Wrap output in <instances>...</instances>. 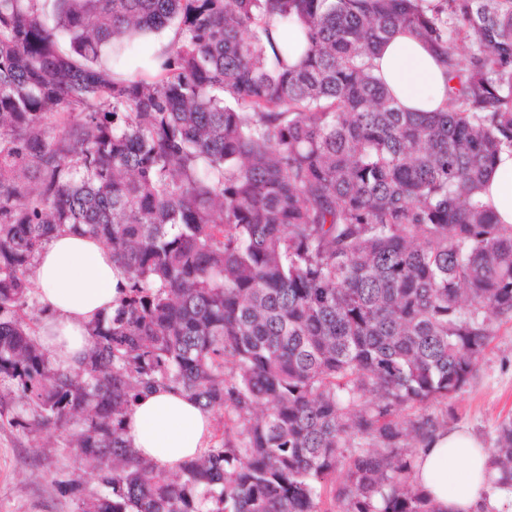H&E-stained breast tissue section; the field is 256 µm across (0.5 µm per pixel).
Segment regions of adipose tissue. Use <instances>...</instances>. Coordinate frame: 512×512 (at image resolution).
<instances>
[{"instance_id": "obj_1", "label": "adipose tissue", "mask_w": 512, "mask_h": 512, "mask_svg": "<svg viewBox=\"0 0 512 512\" xmlns=\"http://www.w3.org/2000/svg\"><path fill=\"white\" fill-rule=\"evenodd\" d=\"M376 73L399 106L436 112L448 97V74L435 54L409 34H396L375 58ZM501 223L512 224V150H504L484 194ZM42 313V344L62 367L75 366L90 347L89 329L112 313L129 286L126 270L97 239L69 231L53 235L33 267ZM213 429L211 412L180 389L143 391L126 421L124 438L157 469L171 470L206 451ZM489 456L468 428L453 426L419 449L416 482L441 512H486L491 498Z\"/></svg>"}]
</instances>
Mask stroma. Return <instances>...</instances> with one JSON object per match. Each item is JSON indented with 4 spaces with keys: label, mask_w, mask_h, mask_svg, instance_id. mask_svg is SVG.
Masks as SVG:
<instances>
[{
    "label": "stroma",
    "mask_w": 512,
    "mask_h": 512,
    "mask_svg": "<svg viewBox=\"0 0 512 512\" xmlns=\"http://www.w3.org/2000/svg\"><path fill=\"white\" fill-rule=\"evenodd\" d=\"M174 35L173 28L145 37L119 65L135 78H153L148 62ZM455 424L492 445L499 425L512 419V320L495 323V335L474 378L454 401ZM79 479L70 491L68 482ZM100 487L92 461L69 447L61 432L26 431L0 418V512H79Z\"/></svg>",
    "instance_id": "35a3bbf8"
}]
</instances>
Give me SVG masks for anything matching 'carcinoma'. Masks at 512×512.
I'll list each match as a JSON object with an SVG mask.
<instances>
[{"mask_svg": "<svg viewBox=\"0 0 512 512\" xmlns=\"http://www.w3.org/2000/svg\"><path fill=\"white\" fill-rule=\"evenodd\" d=\"M175 19L158 79L100 64ZM400 29L459 80L445 109L375 74ZM505 148L512 0H0V416L96 463L81 512H440L417 449L512 319ZM65 229L130 280L69 370L18 316ZM155 386L223 423L171 471L124 439ZM490 467L512 494V421ZM483 197L491 200L502 224H512V150L500 154Z\"/></svg>", "mask_w": 512, "mask_h": 512, "instance_id": "cac0c4a2", "label": "carcinoma"}]
</instances>
